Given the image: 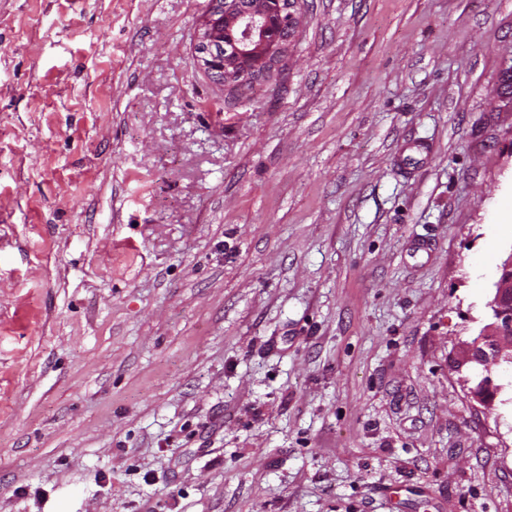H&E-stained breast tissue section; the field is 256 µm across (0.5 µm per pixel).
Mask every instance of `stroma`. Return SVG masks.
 I'll return each mask as SVG.
<instances>
[{
	"label": "stroma",
	"mask_w": 512,
	"mask_h": 512,
	"mask_svg": "<svg viewBox=\"0 0 512 512\" xmlns=\"http://www.w3.org/2000/svg\"><path fill=\"white\" fill-rule=\"evenodd\" d=\"M0 0V512H512V0ZM300 0H208L195 58L215 84L245 89L268 73L299 28ZM487 307L490 310L489 321L467 344L460 364L475 363L487 372L472 392L480 403L490 406L497 389L490 376L491 368L512 364V255L501 265L493 297Z\"/></svg>",
	"instance_id": "1"
}]
</instances>
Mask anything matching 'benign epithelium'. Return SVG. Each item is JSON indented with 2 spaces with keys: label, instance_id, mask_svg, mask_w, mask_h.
Listing matches in <instances>:
<instances>
[{
  "label": "benign epithelium",
  "instance_id": "7a95c632",
  "mask_svg": "<svg viewBox=\"0 0 512 512\" xmlns=\"http://www.w3.org/2000/svg\"><path fill=\"white\" fill-rule=\"evenodd\" d=\"M300 0H207L200 17L195 58L215 84L243 89L268 73L299 28ZM489 321L467 344L460 364L483 367L473 389L490 406L496 386L491 368L512 364V255L501 265L488 302Z\"/></svg>",
  "mask_w": 512,
  "mask_h": 512
}]
</instances>
